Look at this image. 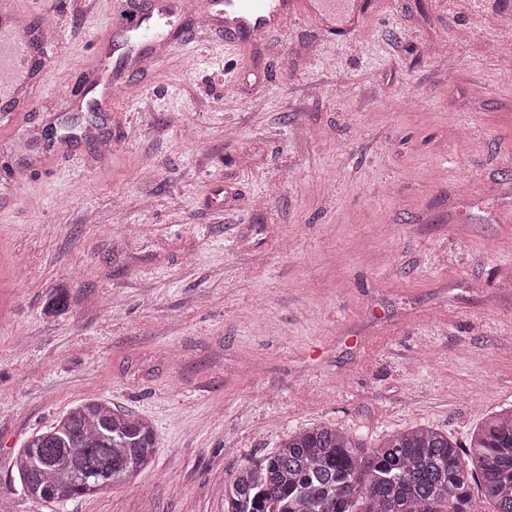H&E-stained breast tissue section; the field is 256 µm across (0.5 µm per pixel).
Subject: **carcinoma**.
Masks as SVG:
<instances>
[{
  "label": "carcinoma",
  "instance_id": "1",
  "mask_svg": "<svg viewBox=\"0 0 512 512\" xmlns=\"http://www.w3.org/2000/svg\"><path fill=\"white\" fill-rule=\"evenodd\" d=\"M68 304L62 288L49 315ZM156 433L146 419L101 398L70 408L31 436L17 455L22 494L65 503L135 480L153 461ZM512 512V408L487 418L462 449L428 426L368 446L320 424L288 434L278 448L241 465L224 489L225 512H475L472 486Z\"/></svg>",
  "mask_w": 512,
  "mask_h": 512
}]
</instances>
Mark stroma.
I'll use <instances>...</instances> for the list:
<instances>
[{"instance_id": "stroma-1", "label": "stroma", "mask_w": 512, "mask_h": 512, "mask_svg": "<svg viewBox=\"0 0 512 512\" xmlns=\"http://www.w3.org/2000/svg\"><path fill=\"white\" fill-rule=\"evenodd\" d=\"M367 2L329 32L294 0L285 28L232 40L180 0L177 45L90 111L93 46L128 0H20L59 37L0 126L11 512H224L226 481L289 432L465 446L512 405V0ZM86 398L149 420L153 462L28 500L16 456Z\"/></svg>"}]
</instances>
